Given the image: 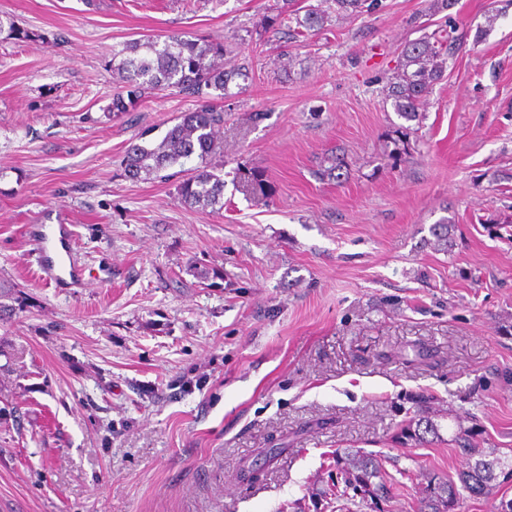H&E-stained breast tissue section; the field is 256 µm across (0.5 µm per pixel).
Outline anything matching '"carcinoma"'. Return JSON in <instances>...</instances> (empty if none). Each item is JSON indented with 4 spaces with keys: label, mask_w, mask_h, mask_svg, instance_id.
<instances>
[{
    "label": "carcinoma",
    "mask_w": 512,
    "mask_h": 512,
    "mask_svg": "<svg viewBox=\"0 0 512 512\" xmlns=\"http://www.w3.org/2000/svg\"><path fill=\"white\" fill-rule=\"evenodd\" d=\"M335 6L338 15H353L374 8L378 0H323ZM329 12L321 6L310 5L304 15L294 14L292 20L299 27L312 30L323 24ZM448 35L435 42L422 38L408 43L403 52L400 71L389 85V97L398 116L414 121L419 118L421 99L429 87L440 80L447 68L449 49L442 47ZM227 48L221 41H202L169 36L164 41L147 38L126 43L112 54V71L123 83L112 97V112H128L145 99L161 92L175 91L202 101L192 112H186L180 121L165 134L153 148L132 144L126 150L124 174L131 179L152 176L175 165H183L192 158L199 165L177 186L183 203L191 207L224 208V179L214 172L209 156L218 131L224 124V112L205 101L209 91L224 92L238 75L224 66ZM465 457V467L458 472V480L431 479L420 512H454L466 497L481 498L493 494L505 484L503 473L512 475V457L497 456L482 448L471 446L459 449ZM382 464L368 455H354L343 479L344 488L336 489V507L346 489L360 491L376 498L380 486L372 479L380 473Z\"/></svg>",
    "instance_id": "obj_1"
}]
</instances>
